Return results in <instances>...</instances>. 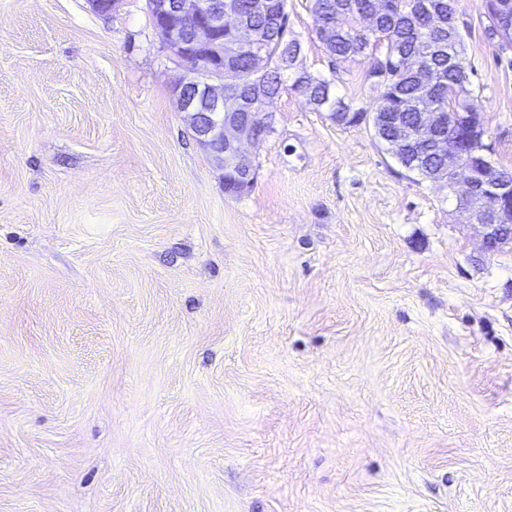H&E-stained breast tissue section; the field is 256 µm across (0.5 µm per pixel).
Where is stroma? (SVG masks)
<instances>
[{"label":"stroma","instance_id":"1","mask_svg":"<svg viewBox=\"0 0 512 512\" xmlns=\"http://www.w3.org/2000/svg\"><path fill=\"white\" fill-rule=\"evenodd\" d=\"M457 17L512 170V44ZM188 76L146 0H0V512H512V244L288 85L226 193Z\"/></svg>","mask_w":512,"mask_h":512}]
</instances>
